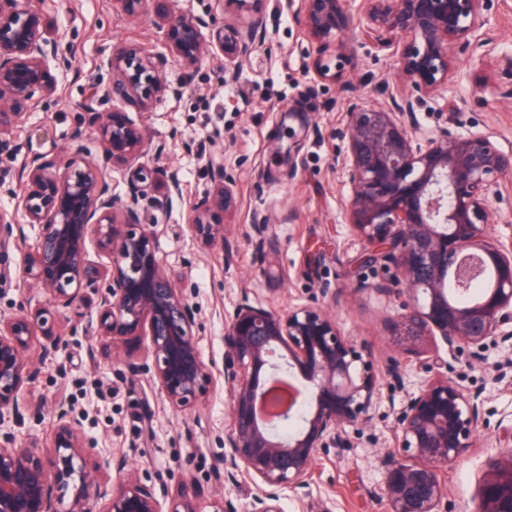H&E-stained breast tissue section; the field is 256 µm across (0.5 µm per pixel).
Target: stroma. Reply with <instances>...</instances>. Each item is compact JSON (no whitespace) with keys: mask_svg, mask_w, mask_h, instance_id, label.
I'll list each match as a JSON object with an SVG mask.
<instances>
[{"mask_svg":"<svg viewBox=\"0 0 512 512\" xmlns=\"http://www.w3.org/2000/svg\"><path fill=\"white\" fill-rule=\"evenodd\" d=\"M58 33L59 55L70 70H54L61 99L50 109L27 112L5 133L0 154V209L14 211L20 187L16 172L28 155L47 152L98 153L97 135L73 132L81 119L86 87L100 64L126 49L167 47L154 4L138 17L123 19L111 0H37ZM266 37L240 66L235 81L224 79V59L208 53L196 64L170 59L165 78L177 86L154 102L148 114L127 108V116L146 126L149 146L138 161L146 180L141 188L145 223L154 230L160 263L186 286L197 308L196 331L203 360L223 377L226 348L224 316L242 299L285 311L305 305L323 307L341 332L367 351L376 366L401 360L389 324L413 300L390 264L362 266L367 245L349 224L350 189L338 159L347 138L351 100L377 109L389 95L408 93L398 75V54L370 41L338 34L347 53L321 52L294 17L292 0H262ZM483 31L488 39L472 54L457 55L447 86L425 99L415 114L417 136L450 126L447 100L464 119L490 133L497 146L512 152V100L501 92L512 84V0H495ZM339 66L338 80L319 78L317 60ZM302 112L309 132L294 166L279 149L292 134L288 110ZM178 169L182 192L168 196L159 175ZM220 169L232 190L225 210L224 243L201 247L188 225L191 205L211 188ZM387 292H380V285ZM77 332L49 357L41 340L29 351L36 378L26 392L32 403L21 417H6L19 443L44 447L56 428L59 396L84 434L91 458L103 474L126 459L162 504L177 493H197L199 512H215L232 501L248 512L255 493L247 480L217 479L224 456L229 398L223 386L189 412L169 407L146 377L131 375L128 363H144L146 340L130 336L105 342L94 335V308L68 312ZM448 363V375L480 396L482 424L464 457L445 471L447 497L442 512H477L479 482L488 459L512 446V344L488 342L481 361L468 348L427 345L418 358L401 361L403 383L382 386L367 423L344 427L335 447L316 456L308 481L279 491L281 512H388L378 494L383 462L396 448L395 418L406 393L435 374L434 358Z\"/></svg>","mask_w":512,"mask_h":512,"instance_id":"stroma-1","label":"stroma"}]
</instances>
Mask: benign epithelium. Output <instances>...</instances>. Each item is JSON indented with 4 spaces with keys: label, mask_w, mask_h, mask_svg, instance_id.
Returning a JSON list of instances; mask_svg holds the SVG:
<instances>
[{
    "label": "benign epithelium",
    "mask_w": 512,
    "mask_h": 512,
    "mask_svg": "<svg viewBox=\"0 0 512 512\" xmlns=\"http://www.w3.org/2000/svg\"><path fill=\"white\" fill-rule=\"evenodd\" d=\"M33 0H0V132L24 117L21 109L45 108L59 100L50 66L69 70L56 52L43 13ZM147 0H112L122 16L137 17ZM169 55L148 48L111 56L106 76L89 83L81 124L97 133L105 164L90 155L34 154L17 173L18 207L39 226L34 248L24 254L18 274L44 289L62 310L86 304L97 315L95 334L144 336L145 373L166 402L190 409L216 384L196 340V309L155 258L153 233L142 224L143 172L137 161L148 145L146 129L125 113L100 112L97 101H112L144 114L160 97L179 89L160 74L168 56L196 63L204 54L203 30L224 56V80L236 79L266 33L263 12L245 25H219L195 15H173L168 0H153ZM348 0H299L296 9L307 35L328 50L336 33L359 30L382 50L409 40L400 77L413 93L392 97L386 108L349 106L342 169L351 195V225L367 243L366 262H391L413 296L409 312L390 324V336L407 355L433 339L449 350L473 349L478 360L488 340H512V243L489 233L504 200L502 184L512 175V153L501 151L486 132L459 123L419 137L412 132L417 102L448 84L450 49L480 44L487 0H362L358 14ZM132 173L125 198L112 194L108 164ZM213 189L192 206L191 232L213 246L224 243V225L211 215L227 204L224 172H213ZM22 236L15 214L0 210V282L11 277L9 253ZM95 249L108 263L91 258ZM476 281L479 298L457 296ZM53 314L25 303L17 314L0 315V421L31 407L26 384L34 378L28 360L38 335L54 352L62 334ZM224 390L230 414L224 434V479H250L259 494L252 512H280L277 490L306 481L322 448L349 424L364 422L380 395V375L370 357L343 336L336 320L320 307L286 312L243 301L224 318ZM59 402L57 427L48 449L26 450L13 432L0 428V512H59L54 486L72 487L64 512H92L89 488L98 469L88 466L78 422ZM296 427L284 435L279 426ZM480 423L478 396L444 373L406 395L396 420L399 457L384 462L380 494L391 512H438L447 489L440 471L462 457ZM117 491H99L101 512H197L185 493L162 510L153 492L127 463H116ZM479 512H512V448L488 461L480 485Z\"/></svg>",
    "instance_id": "obj_1"
}]
</instances>
